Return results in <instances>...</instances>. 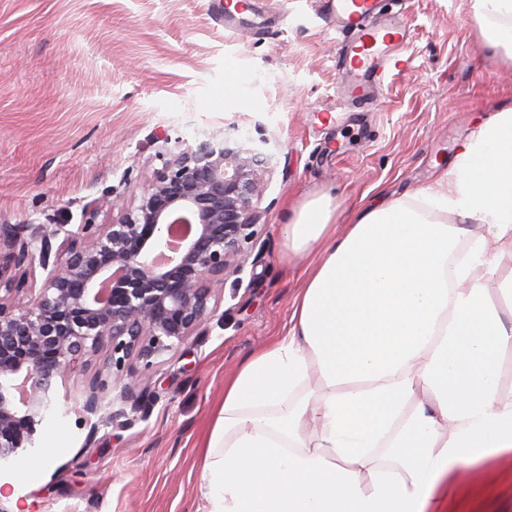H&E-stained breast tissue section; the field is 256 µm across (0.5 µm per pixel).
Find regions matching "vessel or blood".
<instances>
[{"label":"vessel or blood","instance_id":"1","mask_svg":"<svg viewBox=\"0 0 512 512\" xmlns=\"http://www.w3.org/2000/svg\"><path fill=\"white\" fill-rule=\"evenodd\" d=\"M386 0H321L322 14L341 36L336 59L339 84L351 102L369 104L374 91L398 67L409 31Z\"/></svg>","mask_w":512,"mask_h":512}]
</instances>
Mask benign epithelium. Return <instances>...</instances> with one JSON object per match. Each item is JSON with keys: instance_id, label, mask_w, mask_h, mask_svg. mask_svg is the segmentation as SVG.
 Returning a JSON list of instances; mask_svg holds the SVG:
<instances>
[{"instance_id": "benign-epithelium-1", "label": "benign epithelium", "mask_w": 512, "mask_h": 512, "mask_svg": "<svg viewBox=\"0 0 512 512\" xmlns=\"http://www.w3.org/2000/svg\"><path fill=\"white\" fill-rule=\"evenodd\" d=\"M264 175L244 145L201 141L167 162L136 203L90 202L54 254L64 225L23 239L0 224V460L34 444L56 381L82 359L101 367L82 393L79 425L93 432L97 416L129 428L147 416L155 360L224 319V283L248 262ZM104 211L118 215L99 224ZM36 262L46 271L39 286Z\"/></svg>"}]
</instances>
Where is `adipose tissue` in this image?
<instances>
[{
	"label": "adipose tissue",
	"instance_id": "1",
	"mask_svg": "<svg viewBox=\"0 0 512 512\" xmlns=\"http://www.w3.org/2000/svg\"><path fill=\"white\" fill-rule=\"evenodd\" d=\"M474 10L512 59V0ZM285 237L316 261L287 336L224 386L201 512H434L462 466L512 451V107L435 185L361 201L340 235L312 200Z\"/></svg>",
	"mask_w": 512,
	"mask_h": 512
}]
</instances>
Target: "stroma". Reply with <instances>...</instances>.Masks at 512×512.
Instances as JSON below:
<instances>
[{
    "label": "stroma",
    "instance_id": "stroma-1",
    "mask_svg": "<svg viewBox=\"0 0 512 512\" xmlns=\"http://www.w3.org/2000/svg\"><path fill=\"white\" fill-rule=\"evenodd\" d=\"M472 2L403 0L407 64L361 107L337 88L340 37L314 0H255L233 29L214 0H0V224L76 229L93 199L134 200L163 156L198 139L271 160L248 245L258 261L226 280L223 321L159 358L156 399L131 428L92 433L71 411L98 361L58 384L35 446L0 463L5 512H196L225 380L290 326L309 265L286 249L295 212L329 198L344 230L361 198L437 182L512 107V60ZM450 486L441 512H512V452Z\"/></svg>",
    "mask_w": 512,
    "mask_h": 512
}]
</instances>
